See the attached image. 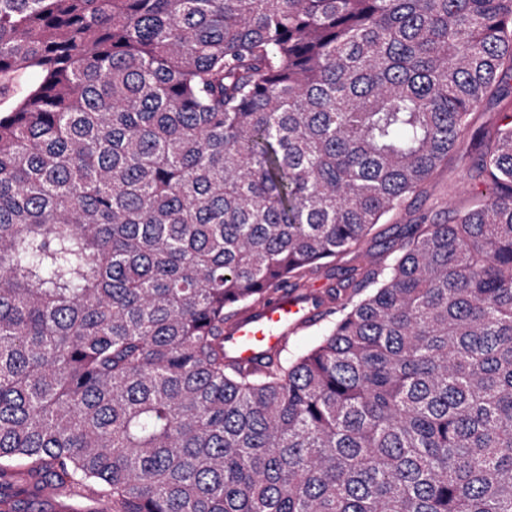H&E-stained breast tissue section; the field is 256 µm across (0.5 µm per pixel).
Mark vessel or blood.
<instances>
[{
  "instance_id": "1",
  "label": "vessel or blood",
  "mask_w": 512,
  "mask_h": 512,
  "mask_svg": "<svg viewBox=\"0 0 512 512\" xmlns=\"http://www.w3.org/2000/svg\"><path fill=\"white\" fill-rule=\"evenodd\" d=\"M312 303L291 292L280 293L243 316L224 333V348L236 357L253 360L285 343L288 328L310 323Z\"/></svg>"
}]
</instances>
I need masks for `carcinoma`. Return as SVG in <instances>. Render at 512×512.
Returning <instances> with one entry per match:
<instances>
[{
  "label": "carcinoma",
  "mask_w": 512,
  "mask_h": 512,
  "mask_svg": "<svg viewBox=\"0 0 512 512\" xmlns=\"http://www.w3.org/2000/svg\"><path fill=\"white\" fill-rule=\"evenodd\" d=\"M502 73L512 0H0V478L512 512V114L470 118ZM469 134L486 192L361 257ZM320 275L310 341L224 353Z\"/></svg>",
  "instance_id": "cac0c4a2"
}]
</instances>
